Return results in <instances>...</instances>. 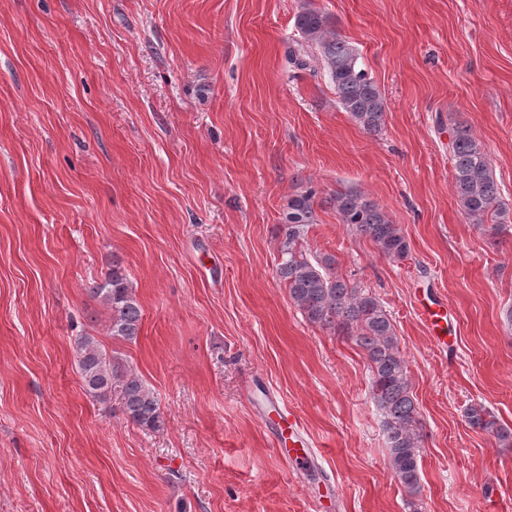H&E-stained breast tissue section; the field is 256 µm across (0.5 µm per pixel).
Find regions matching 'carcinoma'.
Returning <instances> with one entry per match:
<instances>
[{"instance_id":"cac0c4a2","label":"carcinoma","mask_w":512,"mask_h":512,"mask_svg":"<svg viewBox=\"0 0 512 512\" xmlns=\"http://www.w3.org/2000/svg\"><path fill=\"white\" fill-rule=\"evenodd\" d=\"M295 28L301 41L288 50V62L301 70L323 73L336 92L340 109L364 132H379L385 124L386 100L358 49L331 30L328 16L317 8L304 6L295 17ZM449 152L454 194L466 218L482 227L490 214L504 217L500 187L481 142L461 126L450 139ZM328 203L341 223L353 234L375 243L384 256L392 260L407 256L409 245L399 225L364 194L338 191ZM318 205L317 189L310 182L289 198L283 222L276 228V274L285 284L291 303L310 324L346 336L362 349L370 371L371 396L384 418L388 467L407 495L416 498L422 488L421 421L406 360L379 298L338 275L333 256L314 257L306 248L305 233L316 223ZM87 292L110 311L112 336L127 342L137 340L142 309L119 261L112 260L110 272L102 281L92 282ZM74 344L87 394L100 400L117 396L125 419L141 429L163 426L158 397L135 371L108 355L92 336H79ZM465 421L473 429L493 434L500 444L512 446V430L498 424L484 405L467 408Z\"/></svg>"}]
</instances>
